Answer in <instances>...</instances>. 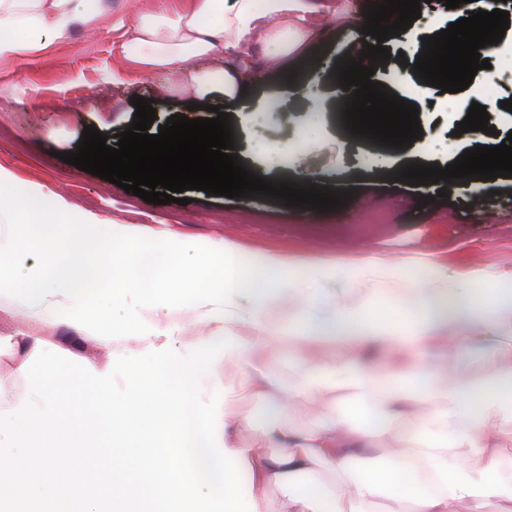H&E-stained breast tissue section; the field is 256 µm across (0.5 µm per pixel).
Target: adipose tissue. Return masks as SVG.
I'll return each instance as SVG.
<instances>
[{"mask_svg":"<svg viewBox=\"0 0 512 512\" xmlns=\"http://www.w3.org/2000/svg\"><path fill=\"white\" fill-rule=\"evenodd\" d=\"M309 0H135L132 25L122 33L125 63L158 75L176 76L184 92L234 99L251 78L247 65L197 70L195 60L248 53L263 41L287 59L306 48ZM296 17L289 30L271 18ZM82 0H0V56L42 55L67 40L75 24L93 25ZM238 258L281 270L286 286L259 296H234L232 305L190 309L201 339L233 335L235 348L220 365H234L254 396L275 402L274 417L256 424L251 415L222 404L219 443L233 453L255 512L267 494L287 493L289 512H512V451L499 440L512 421V278L494 279L471 268L469 287H459L446 266L429 260L422 271L377 265L372 273L405 285L409 307L379 288H360L352 268L333 261L303 266L272 251L234 247ZM496 281L490 294L479 286ZM294 307L288 321L274 319L281 301ZM89 361L105 371L110 353H135L164 339L90 340ZM447 340L449 352L482 342L480 358L492 372L471 375L439 369L428 351ZM281 342L329 351L325 360L292 359V380L281 384L260 348ZM395 353L396 361L369 358L368 349ZM395 445L378 453L380 440Z\"/></svg>","mask_w":512,"mask_h":512,"instance_id":"obj_1","label":"adipose tissue"}]
</instances>
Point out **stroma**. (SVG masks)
I'll list each match as a JSON object with an SVG mask.
<instances>
[{"label":"stroma","instance_id":"1","mask_svg":"<svg viewBox=\"0 0 512 512\" xmlns=\"http://www.w3.org/2000/svg\"><path fill=\"white\" fill-rule=\"evenodd\" d=\"M373 0H326L323 30L305 52L287 63L270 60L264 46L252 54L253 77L236 102L223 95L210 105L230 116L234 155L253 174L273 182H292L347 194L343 206L316 210L292 207L265 195L227 198L190 191V203L157 205L60 160L75 150L85 126L107 135L131 123V101L142 96L156 110L158 133L171 115L206 117L194 111L180 91L158 92L160 75L125 70V82L112 79L121 61L123 39L117 25L130 18L128 0H84L95 17V31L78 28L54 51L36 56L0 57V168L11 172L19 190L40 187L59 193L69 208L117 224L137 225L158 235L198 242L228 240L244 248L276 251L310 264L326 260L347 265L416 264L447 260L466 273L475 264L512 277V178L455 179L431 185L396 180L406 165L447 166L473 148L467 136H454L472 102L487 98L495 106L490 122L500 134L512 131V112L501 108L502 88L512 79V26L503 49L489 56L470 86L442 93L418 79L411 65L424 37L456 22V10L442 0H426L406 37L385 45L391 59L375 66L374 81L417 105L426 155L389 148L349 133L341 120L346 98L336 68L362 47L363 26ZM278 102V112L257 104ZM321 113L309 124L308 112Z\"/></svg>","mask_w":512,"mask_h":512}]
</instances>
